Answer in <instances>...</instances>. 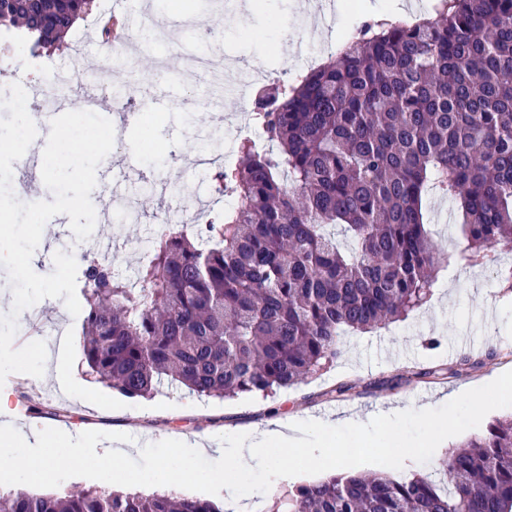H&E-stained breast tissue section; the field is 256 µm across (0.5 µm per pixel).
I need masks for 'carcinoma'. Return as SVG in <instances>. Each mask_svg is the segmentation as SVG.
Masks as SVG:
<instances>
[{
  "label": "carcinoma",
  "instance_id": "carcinoma-1",
  "mask_svg": "<svg viewBox=\"0 0 512 512\" xmlns=\"http://www.w3.org/2000/svg\"><path fill=\"white\" fill-rule=\"evenodd\" d=\"M97 0H0V35L33 54ZM273 149L216 175L237 199L201 233L171 228L135 275L85 268L83 353L100 384L147 397L177 382L234 399L289 388L428 300L442 265L423 201L458 207L459 259L512 243V0H434L415 23L368 20L337 53L257 92ZM350 240L342 246L328 226ZM428 475L338 472L272 512H512V416L460 442ZM0 512H224L209 500L82 490L0 492Z\"/></svg>",
  "mask_w": 512,
  "mask_h": 512
}]
</instances>
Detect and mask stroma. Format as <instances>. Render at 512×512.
I'll return each mask as SVG.
<instances>
[{"instance_id":"obj_1","label":"stroma","mask_w":512,"mask_h":512,"mask_svg":"<svg viewBox=\"0 0 512 512\" xmlns=\"http://www.w3.org/2000/svg\"><path fill=\"white\" fill-rule=\"evenodd\" d=\"M303 0H253L251 6L227 11L222 0H196L194 9L203 27L196 31L176 32L177 40L190 49L201 48L205 29L221 32L219 53L224 64L243 68L247 61L263 60L271 79L293 81L307 71L310 60L337 50L345 31L361 17L362 4L371 10L406 9L410 0H347L349 9L334 23L311 28L302 13ZM83 51L92 65V73L71 68L67 54L57 52L34 57L18 49L13 61L0 60V82H40L51 79L53 85H74L78 78L112 87L114 65L109 52L98 41L85 40ZM165 46L149 43L136 56V66L126 75L124 85L134 91L126 101V110L139 120L128 126L121 113L110 114L115 129L112 161L125 164L131 171L122 187L135 196L140 221L112 223L107 230H94L92 242L77 241L70 229L68 215L52 217L45 225L43 238L35 251V271L47 275L54 270L53 255L62 251L74 255L78 267L87 259L111 252L112 263L120 269H133L141 263L139 240L146 225L162 214L169 201L162 183L169 172H177L181 182L197 185L206 203L198 213L199 222L223 213L225 201L209 189L216 167L227 166L223 148H216V166L198 168L194 159L217 122H237L236 101H229L222 115L205 105V89L191 79L182 59L169 58L165 75H156V58ZM155 188L150 198L135 195L142 180ZM433 237L444 254L452 255L461 243L457 226L450 218L453 204L433 194L425 201ZM119 241L120 249L107 247ZM512 268V243L497 246L494 261L486 271L473 272L452 260L438 273L429 301L405 320L371 333H349L342 339V355L327 372L313 376L297 386L275 394L243 396L233 401L200 397L187 388L163 387L151 398H129L94 382L88 373L83 351V317L71 316L63 299L46 298L38 302L36 315L20 313L14 347L34 340L44 341L50 357H58L62 337H69L66 357L68 373L75 384L65 390L55 378H36L10 374L0 392L9 396L10 408L24 407L27 418L49 431L75 436L89 434L95 441L110 442L119 431L133 438L143 435L154 440L146 459H158L161 448L171 441H195L220 437L229 430L261 429L273 419H304L336 412H357L361 417L378 414L391 407H407L455 394L459 407L474 413L465 429L449 436L457 444L480 434L495 418L512 415V400L505 399L494 387L500 376L512 375V290L500 287V267ZM346 384L344 393H336L338 384ZM446 455L438 449L428 456L400 459L383 448H358L348 459L347 471L383 472L399 477L404 471L425 474ZM146 459L133 456L124 463L128 474L144 477ZM99 458L94 445L88 446L81 467L69 461L57 464L49 490L60 496L77 489L98 488ZM279 483H266L255 476L250 487L259 498L285 494L292 487L323 480L324 472L309 469L305 461L281 459Z\"/></svg>"}]
</instances>
